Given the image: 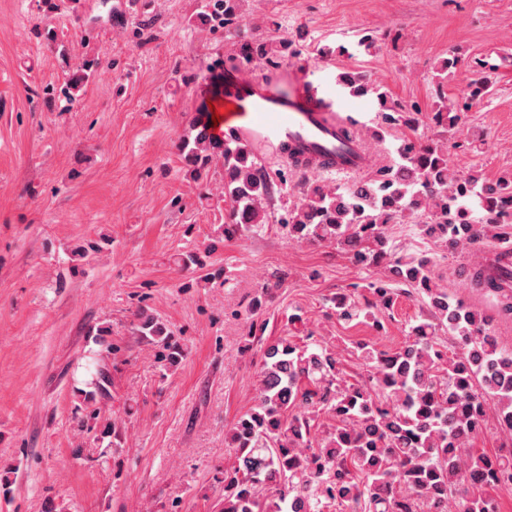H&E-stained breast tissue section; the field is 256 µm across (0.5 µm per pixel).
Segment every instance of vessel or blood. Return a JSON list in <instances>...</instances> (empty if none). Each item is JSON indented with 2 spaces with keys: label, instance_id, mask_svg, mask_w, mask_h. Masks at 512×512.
I'll return each instance as SVG.
<instances>
[{
  "label": "vessel or blood",
  "instance_id": "vessel-or-blood-1",
  "mask_svg": "<svg viewBox=\"0 0 512 512\" xmlns=\"http://www.w3.org/2000/svg\"><path fill=\"white\" fill-rule=\"evenodd\" d=\"M219 109L225 139L260 152L289 148L292 169L341 177L362 174L371 165L364 142L353 134L354 117L306 85L286 96L273 76L241 68L226 75Z\"/></svg>",
  "mask_w": 512,
  "mask_h": 512
}]
</instances>
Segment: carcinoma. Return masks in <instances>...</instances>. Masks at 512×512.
Masks as SVG:
<instances>
[{"instance_id":"1","label":"carcinoma","mask_w":512,"mask_h":512,"mask_svg":"<svg viewBox=\"0 0 512 512\" xmlns=\"http://www.w3.org/2000/svg\"><path fill=\"white\" fill-rule=\"evenodd\" d=\"M241 2L221 0L224 23L244 19ZM287 51L288 43L260 36L242 46L250 61ZM340 81L354 94L369 91L364 74L345 73ZM382 119L411 130L419 125L414 112H385ZM457 119L445 104L431 117L444 129ZM179 151L198 177L222 164L224 237L265 223L273 186L251 151L214 138L201 122ZM394 152L376 176L343 191L308 185L282 224L290 238L334 244L360 266L386 267L368 283L373 301L366 306L350 293L336 295L337 319L383 329L401 285L425 298L427 314L395 351L369 342L347 348L362 369L352 382L341 354L312 335L269 343L255 405L228 436L235 462L224 471L222 512H498L492 491L512 485V449L488 455L471 448L486 427L489 402L512 436V350L494 333L498 320L512 318V267L503 264L512 252L500 254L497 273L479 267L469 275L470 287L495 300L488 315L440 287L432 257L395 255L387 234L396 214L426 216L423 235L451 251L502 237L512 227V180L457 174L435 138L405 139ZM140 332L164 336L166 328L144 316Z\"/></svg>"}]
</instances>
